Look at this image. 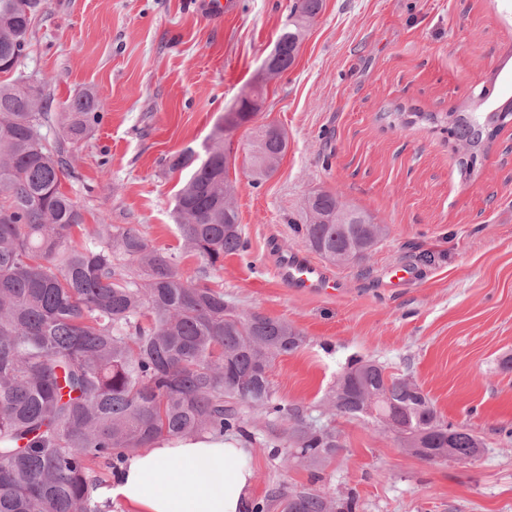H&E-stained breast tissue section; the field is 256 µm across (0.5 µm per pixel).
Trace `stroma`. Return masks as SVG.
Returning <instances> with one entry per match:
<instances>
[{"mask_svg":"<svg viewBox=\"0 0 512 512\" xmlns=\"http://www.w3.org/2000/svg\"><path fill=\"white\" fill-rule=\"evenodd\" d=\"M223 20L195 0H48L23 68L49 78V110L89 92L102 118L70 145L62 189L86 223L132 226L183 253L173 209L184 177L170 155L203 151L253 83L294 0H236ZM512 98V0H324L294 64L267 82L256 124L288 141L275 174L254 183L249 126L232 134L234 204L247 241L209 283L238 310L288 321L305 341L279 357L274 396L307 422L334 428L342 447L317 465L272 453L281 423L252 409V502L281 488L356 492L360 512H512V123L460 165L441 118ZM437 115L434 123L414 111ZM335 190L386 227L365 260L326 264L340 286L314 295L276 276L281 256L308 250L298 231L305 198ZM407 266L413 279L388 280ZM371 359L410 377L441 419L471 428L474 463H429L374 419L334 417L326 397L348 361Z\"/></svg>","mask_w":512,"mask_h":512,"instance_id":"obj_1","label":"stroma"}]
</instances>
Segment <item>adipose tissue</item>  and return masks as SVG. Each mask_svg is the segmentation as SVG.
Masks as SVG:
<instances>
[{
	"mask_svg": "<svg viewBox=\"0 0 512 512\" xmlns=\"http://www.w3.org/2000/svg\"><path fill=\"white\" fill-rule=\"evenodd\" d=\"M246 442L212 434L162 437L129 456L104 497L127 512H247L253 472Z\"/></svg>",
	"mask_w": 512,
	"mask_h": 512,
	"instance_id": "ef3b65f1",
	"label": "adipose tissue"
}]
</instances>
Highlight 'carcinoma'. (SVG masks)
I'll use <instances>...</instances> for the list:
<instances>
[{"mask_svg": "<svg viewBox=\"0 0 512 512\" xmlns=\"http://www.w3.org/2000/svg\"><path fill=\"white\" fill-rule=\"evenodd\" d=\"M48 0H0V512H112L96 494L129 456L159 437L242 434L241 407L288 423L280 447L316 463L336 454V432L317 428L274 399L275 360L298 349L301 332L286 321L244 313L208 285L209 271L246 241L233 205L224 160L226 126L215 127L205 156L186 149L166 171L194 168L175 198L183 250L205 266L190 276L177 256L130 226L84 222L61 189L73 176L63 142L44 128L60 121L66 139L80 140L100 119L91 93L69 112H48L47 81L18 72L34 19ZM323 0H295L277 40L279 71L295 62ZM461 159L471 168L512 120L503 111L455 110L445 116ZM287 148L271 126L254 130L246 163L256 181L269 178ZM305 245L334 264L366 257L373 224L341 194L319 191L305 203ZM398 421L400 446L421 460L452 454L481 458V440L465 425L440 419L407 376L370 360L344 367L328 399L336 416ZM452 429L448 439L446 429ZM282 512H358L350 492L329 498L315 488L276 491Z\"/></svg>", "mask_w": 512, "mask_h": 512, "instance_id": "obj_1", "label": "carcinoma"}]
</instances>
